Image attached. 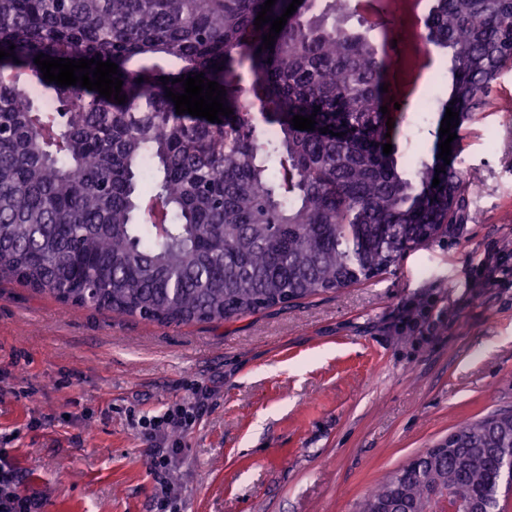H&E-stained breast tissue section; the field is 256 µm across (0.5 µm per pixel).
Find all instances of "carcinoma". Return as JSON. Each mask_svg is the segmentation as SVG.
I'll return each instance as SVG.
<instances>
[{"mask_svg": "<svg viewBox=\"0 0 512 512\" xmlns=\"http://www.w3.org/2000/svg\"><path fill=\"white\" fill-rule=\"evenodd\" d=\"M264 3L0 0V279L165 327L224 322L376 277L475 220L473 178L438 157L440 126L432 161L411 168L399 151L408 105L382 91L392 67L375 36L336 0H302L265 49ZM424 25L452 50L438 119L453 107L459 135L512 65V0H435ZM41 53L114 62L125 103L45 81ZM200 72L226 90L219 123L166 97ZM314 112L315 129L292 126ZM452 435L456 450L382 477L359 512H428L450 485L495 507L512 411Z\"/></svg>", "mask_w": 512, "mask_h": 512, "instance_id": "obj_1", "label": "carcinoma"}]
</instances>
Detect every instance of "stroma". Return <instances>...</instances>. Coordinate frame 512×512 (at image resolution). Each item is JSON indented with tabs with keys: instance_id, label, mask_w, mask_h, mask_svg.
<instances>
[{
	"instance_id": "1",
	"label": "stroma",
	"mask_w": 512,
	"mask_h": 512,
	"mask_svg": "<svg viewBox=\"0 0 512 512\" xmlns=\"http://www.w3.org/2000/svg\"><path fill=\"white\" fill-rule=\"evenodd\" d=\"M512 68L465 124L474 223L386 273L224 323L164 328L0 282V448L40 512H154L152 416L208 392L169 480L177 512H358L462 422L512 410V287L474 269L512 244ZM436 111L399 149L431 159Z\"/></svg>"
}]
</instances>
